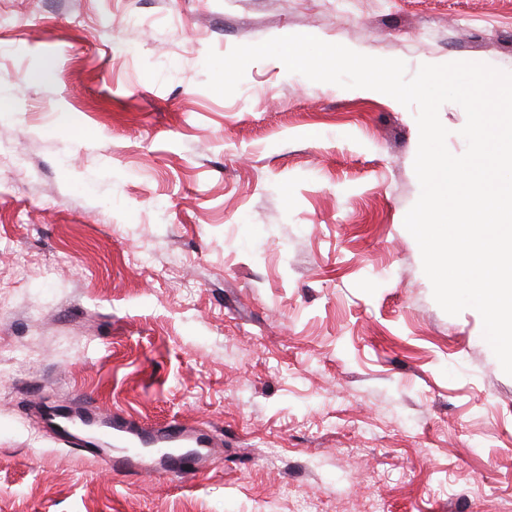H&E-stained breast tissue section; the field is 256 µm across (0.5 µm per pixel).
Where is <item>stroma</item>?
I'll return each instance as SVG.
<instances>
[{"mask_svg":"<svg viewBox=\"0 0 512 512\" xmlns=\"http://www.w3.org/2000/svg\"><path fill=\"white\" fill-rule=\"evenodd\" d=\"M512 72V0H0V512H512V376L433 298L414 109L208 50ZM77 397L214 440L67 447ZM191 457L193 459H189L188 456H170L163 471L169 475L180 478L196 476L198 469L194 460L200 458V456L195 455Z\"/></svg>","mask_w":512,"mask_h":512,"instance_id":"stroma-1","label":"stroma"}]
</instances>
